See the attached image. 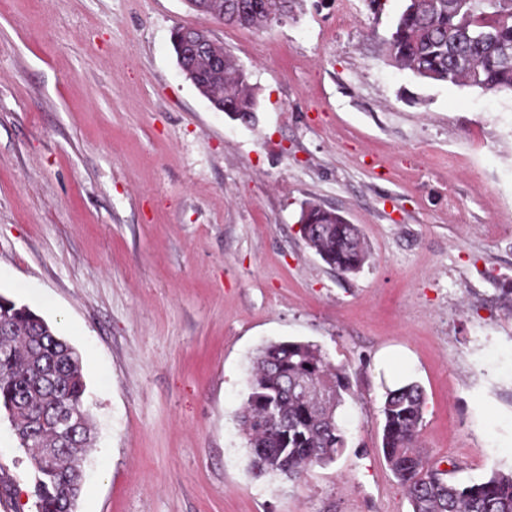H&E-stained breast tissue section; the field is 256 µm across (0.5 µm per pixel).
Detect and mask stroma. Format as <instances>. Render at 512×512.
Instances as JSON below:
<instances>
[{
  "instance_id": "obj_1",
  "label": "stroma",
  "mask_w": 512,
  "mask_h": 512,
  "mask_svg": "<svg viewBox=\"0 0 512 512\" xmlns=\"http://www.w3.org/2000/svg\"><path fill=\"white\" fill-rule=\"evenodd\" d=\"M402 0H301L270 28L187 0H0V294L78 349L95 444L77 512H411L381 451L405 358L420 451L463 484L512 469V94L428 84L391 60ZM249 76L256 121L182 74L179 27ZM314 204L358 225L331 269ZM343 366L346 444L256 476L238 413L267 343ZM34 512L0 420V474ZM310 208L309 222L317 224L320 233L313 232L301 238L321 259L336 271L349 274L358 272L366 261L367 253L360 230L334 211L317 205ZM336 224V225H335Z\"/></svg>"
}]
</instances>
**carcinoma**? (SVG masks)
Instances as JSON below:
<instances>
[{"mask_svg":"<svg viewBox=\"0 0 512 512\" xmlns=\"http://www.w3.org/2000/svg\"><path fill=\"white\" fill-rule=\"evenodd\" d=\"M297 0H240L226 24L270 28L293 13ZM228 0H192L190 6L212 18ZM396 66L430 82L512 93V0H404L388 39ZM224 63L194 64L193 85L208 100L224 105V114L244 124L256 112L254 88L237 60L216 45ZM309 222L320 233L304 242L336 271L358 272L367 253L360 230L342 216L310 206ZM0 415L11 418L18 403L29 414L16 426L18 447L28 457L36 512H61L60 502L76 504L84 481L81 457L90 447V415H85L83 445L48 464L39 458L40 441L58 431L56 421H39L49 411L60 417L86 411V383L76 348L34 318L25 305L0 294ZM326 375L327 395L312 388L285 391L284 380ZM249 393L239 413L256 475L298 480L313 465L327 464L345 446L336 411L349 393L345 369L334 365L317 345L271 342L254 361ZM425 393L416 381L386 389L381 450L405 489L412 512H512V471L497 470L477 483L460 484L429 464L418 450Z\"/></svg>","mask_w":512,"mask_h":512,"instance_id":"1","label":"carcinoma"}]
</instances>
